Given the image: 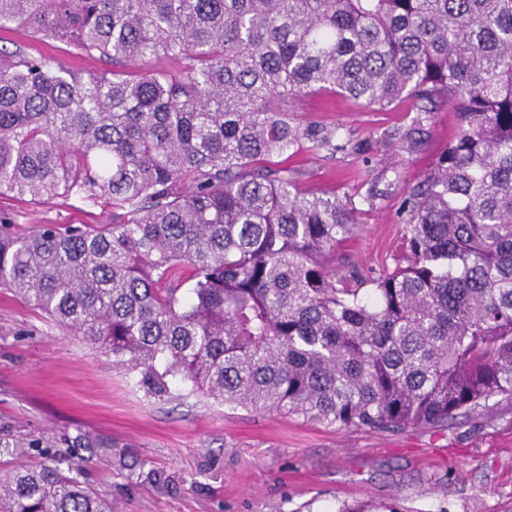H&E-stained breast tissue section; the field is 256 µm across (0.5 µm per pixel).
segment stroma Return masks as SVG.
Here are the masks:
<instances>
[{"instance_id": "1", "label": "stroma", "mask_w": 512, "mask_h": 512, "mask_svg": "<svg viewBox=\"0 0 512 512\" xmlns=\"http://www.w3.org/2000/svg\"><path fill=\"white\" fill-rule=\"evenodd\" d=\"M0 51L48 56L79 73L107 69L95 54L27 30L0 28ZM292 118L337 131L335 153L303 152L290 162L308 192L344 196L375 189L358 206L337 267L375 277L395 267L407 190L457 133L454 112L424 120L402 141L415 113L405 106L366 110L310 95ZM0 220L108 224L111 209L62 197L39 204L4 195ZM0 428L60 437L87 432L107 440L82 460V479L112 512H338L382 504L389 512H512V402L440 427L395 433L327 428L274 412L216 403L173 381L148 392L139 374L113 366L82 340L63 335L0 288ZM170 476L160 489L138 479V462Z\"/></svg>"}]
</instances>
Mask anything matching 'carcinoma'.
Listing matches in <instances>:
<instances>
[{"label": "carcinoma", "instance_id": "obj_1", "mask_svg": "<svg viewBox=\"0 0 512 512\" xmlns=\"http://www.w3.org/2000/svg\"><path fill=\"white\" fill-rule=\"evenodd\" d=\"M8 24L112 70L0 56V196L112 223H1L0 288L156 393L380 433L512 399V0H0ZM159 56L179 69L127 71ZM315 93L459 121L368 282L328 263L355 195L281 161L336 152L288 117ZM41 447L0 433V457ZM79 476L69 453L19 461L0 512H112Z\"/></svg>", "mask_w": 512, "mask_h": 512}]
</instances>
